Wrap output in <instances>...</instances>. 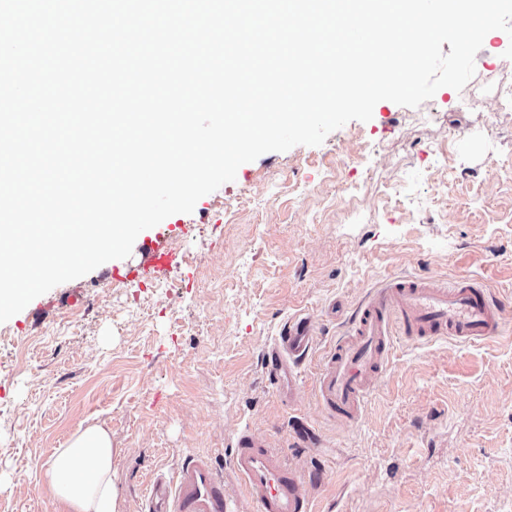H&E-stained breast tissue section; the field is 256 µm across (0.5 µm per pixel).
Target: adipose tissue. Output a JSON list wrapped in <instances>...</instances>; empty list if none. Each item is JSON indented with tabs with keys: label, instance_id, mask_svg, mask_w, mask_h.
Segmentation results:
<instances>
[{
	"label": "adipose tissue",
	"instance_id": "adipose-tissue-1",
	"mask_svg": "<svg viewBox=\"0 0 512 512\" xmlns=\"http://www.w3.org/2000/svg\"><path fill=\"white\" fill-rule=\"evenodd\" d=\"M112 435L100 424L83 422L42 469L45 487L67 512H119L112 481Z\"/></svg>",
	"mask_w": 512,
	"mask_h": 512
}]
</instances>
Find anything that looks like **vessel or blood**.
Listing matches in <instances>:
<instances>
[{
    "label": "vessel or blood",
    "instance_id": "vessel-or-blood-1",
    "mask_svg": "<svg viewBox=\"0 0 512 512\" xmlns=\"http://www.w3.org/2000/svg\"><path fill=\"white\" fill-rule=\"evenodd\" d=\"M181 257L158 237L134 266L116 268L118 283L146 284L178 269ZM504 298L460 278L452 282L417 276L389 277L369 289L351 321L337 337L321 372L319 400L342 424L358 421L388 364L395 337L430 343L452 338L463 343L502 335ZM316 336L307 317L289 320L267 350L263 368L285 394H293L294 368L303 362ZM238 481L256 512H311L306 479L288 464L283 449L268 447L250 430L238 433L225 468L203 456L187 458L172 476L158 475L146 512H239L224 488Z\"/></svg>",
    "mask_w": 512,
    "mask_h": 512
}]
</instances>
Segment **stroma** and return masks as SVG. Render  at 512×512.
I'll use <instances>...</instances> for the list:
<instances>
[{
	"mask_svg": "<svg viewBox=\"0 0 512 512\" xmlns=\"http://www.w3.org/2000/svg\"><path fill=\"white\" fill-rule=\"evenodd\" d=\"M511 45L490 32L463 90L424 102L428 123L380 101L370 121L263 154L141 232L179 251L168 278L137 292L107 262L39 296L40 315L0 323V512H65L41 468L87 420L118 450L122 512L185 457L225 466L244 428L318 476L314 512H512V305L487 342L396 338L356 423L318 401L327 352L381 278L465 277L512 296V112L495 109ZM295 314L318 342L291 401L262 358Z\"/></svg>",
	"mask_w": 512,
	"mask_h": 512,
	"instance_id": "obj_1",
	"label": "stroma"
}]
</instances>
